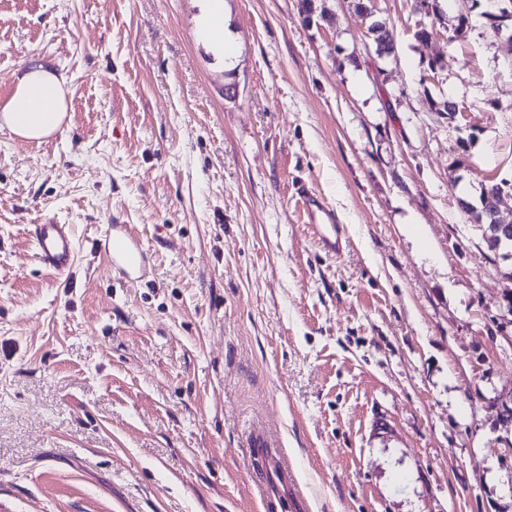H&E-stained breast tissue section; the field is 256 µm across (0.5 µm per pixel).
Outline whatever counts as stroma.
Wrapping results in <instances>:
<instances>
[{"label": "stroma", "mask_w": 512, "mask_h": 512, "mask_svg": "<svg viewBox=\"0 0 512 512\" xmlns=\"http://www.w3.org/2000/svg\"><path fill=\"white\" fill-rule=\"evenodd\" d=\"M356 3L0 0V106L35 64L66 102L45 140L0 129V512H265L256 429L311 512H512V259L460 206L512 184V56L475 0ZM300 204L305 215V223L321 247L334 255L341 254L345 242L343 224H338L333 210L324 200L302 187L298 192ZM32 241L35 254L43 265L60 275L70 271L76 247L68 224L33 225ZM99 247L111 259L112 267L126 275L140 272L145 264L146 253L141 242L123 224H113Z\"/></svg>", "instance_id": "stroma-1"}]
</instances>
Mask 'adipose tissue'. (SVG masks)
Returning <instances> with one entry per match:
<instances>
[{"mask_svg": "<svg viewBox=\"0 0 512 512\" xmlns=\"http://www.w3.org/2000/svg\"><path fill=\"white\" fill-rule=\"evenodd\" d=\"M65 110L62 78L37 65L18 78L14 94L0 107V128L39 141L60 128Z\"/></svg>", "mask_w": 512, "mask_h": 512, "instance_id": "ef3b65f1", "label": "adipose tissue"}]
</instances>
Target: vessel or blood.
<instances>
[{
    "label": "vessel or blood",
    "mask_w": 512,
    "mask_h": 512,
    "mask_svg": "<svg viewBox=\"0 0 512 512\" xmlns=\"http://www.w3.org/2000/svg\"><path fill=\"white\" fill-rule=\"evenodd\" d=\"M305 215V223L321 247L332 254H341L345 242V230L324 200L308 188L298 192ZM32 241L39 261L58 274H66L75 261L76 247L69 225L37 224L32 230ZM100 249L111 259L113 267L130 275L141 271L146 253L139 240L131 235L126 226L110 227L99 243ZM253 461L263 473V495L265 499L290 496L293 512H305L307 500L284 458L273 449L266 434H254Z\"/></svg>",
    "instance_id": "vessel-or-blood-1"
}]
</instances>
